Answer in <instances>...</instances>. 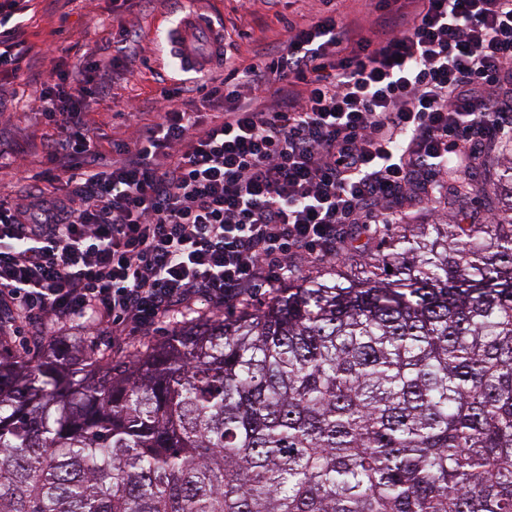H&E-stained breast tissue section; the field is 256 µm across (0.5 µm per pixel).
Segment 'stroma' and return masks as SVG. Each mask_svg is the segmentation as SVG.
I'll return each instance as SVG.
<instances>
[{
  "mask_svg": "<svg viewBox=\"0 0 512 512\" xmlns=\"http://www.w3.org/2000/svg\"><path fill=\"white\" fill-rule=\"evenodd\" d=\"M185 0H143L139 14L143 29L142 48L129 53L124 68L114 77L113 98L104 99L97 106L92 120L99 137L109 139L119 135V121L114 114L119 103L128 101L136 111L148 112L152 101L166 87L179 85L183 74L176 60L162 47V36L154 28L165 15H181ZM312 0H279L274 8H249L245 0H216L213 9L230 33L245 31L242 40L244 57H252L255 50L284 39L282 18L299 19L311 14ZM19 35L23 55L19 62V78H2L0 85L10 95L8 111L0 119V200L11 201L21 186L22 178L39 170L42 156L43 129L37 125L31 112L33 100L38 97L43 73L49 68L50 58H59L65 64L83 60L88 49L87 34H94L103 51H111L112 35L117 23L112 19V0H34L33 8L18 16ZM476 190L465 191L457 184H449L447 194L459 202V208L469 221L476 224L492 223L495 208L486 204V186L490 181L484 170L474 169ZM265 288L251 289L247 300L209 302L196 300L189 306L171 313L160 322L150 337H114L103 331L97 345L110 349L113 357L127 356L130 350L150 341H161L180 323L197 315L220 312L232 317L242 310L261 308L269 300Z\"/></svg>",
  "mask_w": 512,
  "mask_h": 512,
  "instance_id": "stroma-1",
  "label": "stroma"
}]
</instances>
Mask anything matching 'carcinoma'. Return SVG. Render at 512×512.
Segmentation results:
<instances>
[{
  "label": "carcinoma",
  "mask_w": 512,
  "mask_h": 512,
  "mask_svg": "<svg viewBox=\"0 0 512 512\" xmlns=\"http://www.w3.org/2000/svg\"><path fill=\"white\" fill-rule=\"evenodd\" d=\"M382 245L119 361L0 335V512H512V203Z\"/></svg>",
  "instance_id": "obj_1"
}]
</instances>
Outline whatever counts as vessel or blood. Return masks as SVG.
<instances>
[{
    "label": "vessel or blood",
    "instance_id": "obj_1",
    "mask_svg": "<svg viewBox=\"0 0 512 512\" xmlns=\"http://www.w3.org/2000/svg\"><path fill=\"white\" fill-rule=\"evenodd\" d=\"M170 54L182 70L206 71L216 66L224 52V33L212 17L197 9L181 15L161 30Z\"/></svg>",
    "mask_w": 512,
    "mask_h": 512
}]
</instances>
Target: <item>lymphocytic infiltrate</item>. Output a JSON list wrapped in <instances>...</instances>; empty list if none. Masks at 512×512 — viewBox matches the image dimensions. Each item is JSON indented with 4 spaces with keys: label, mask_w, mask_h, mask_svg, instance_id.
I'll return each instance as SVG.
<instances>
[{
    "label": "lymphocytic infiltrate",
    "mask_w": 512,
    "mask_h": 512,
    "mask_svg": "<svg viewBox=\"0 0 512 512\" xmlns=\"http://www.w3.org/2000/svg\"><path fill=\"white\" fill-rule=\"evenodd\" d=\"M30 2L0 0L1 71L18 70L8 24ZM137 2L112 0L111 56L49 70L33 105L42 170L0 206V308L34 339L66 324L145 335L190 300L277 290L295 257L407 222L469 176L479 146L512 145V0H375L357 30L345 0H317L252 59L225 37L200 103L162 91L101 143L90 116L140 41Z\"/></svg>",
    "instance_id": "f902f5d3"
}]
</instances>
